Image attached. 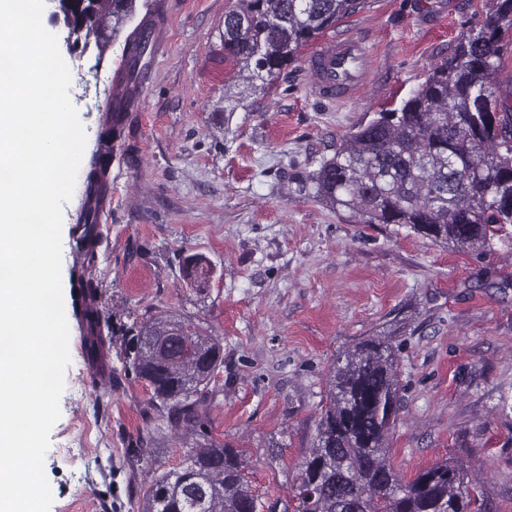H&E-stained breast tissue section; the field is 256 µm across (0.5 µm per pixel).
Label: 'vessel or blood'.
<instances>
[{"instance_id": "vessel-or-blood-1", "label": "vessel or blood", "mask_w": 512, "mask_h": 512, "mask_svg": "<svg viewBox=\"0 0 512 512\" xmlns=\"http://www.w3.org/2000/svg\"><path fill=\"white\" fill-rule=\"evenodd\" d=\"M307 69L319 96L345 101L364 86L370 70L369 55L361 41L342 35L331 51L311 57Z\"/></svg>"}]
</instances>
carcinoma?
Returning a JSON list of instances; mask_svg holds the SVG:
<instances>
[{"label":"carcinoma","instance_id":"carcinoma-1","mask_svg":"<svg viewBox=\"0 0 512 512\" xmlns=\"http://www.w3.org/2000/svg\"><path fill=\"white\" fill-rule=\"evenodd\" d=\"M136 0H86L89 16L74 24L76 39L105 45L136 13ZM366 0H238L224 17V55L249 72L250 90L263 94L313 38L361 9ZM512 26V0H496L484 25L462 32L450 56L433 65L399 107L344 135L333 156L309 173L315 197L346 210L361 224H398L442 245L512 247V94L497 93L502 24ZM150 36L137 26L126 38L124 82L135 85L151 56ZM134 98H113L100 134L121 138ZM79 226L92 261L99 211L90 206L108 189V161L91 157ZM212 261L185 256L181 276L207 288ZM87 357L105 340L98 310H81ZM397 346L391 336H368L340 351L328 370L327 403L316 420L308 456L292 490L298 512H473L476 498L464 469L444 460L404 480L386 458L400 396ZM224 364L221 338L192 318L167 311L144 319L128 368L150 388L152 401L174 428L196 427L201 441L179 472L159 475L140 512H253L257 497L239 451L209 439L198 406Z\"/></svg>","mask_w":512,"mask_h":512}]
</instances>
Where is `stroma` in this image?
<instances>
[{
    "label": "stroma",
    "mask_w": 512,
    "mask_h": 512,
    "mask_svg": "<svg viewBox=\"0 0 512 512\" xmlns=\"http://www.w3.org/2000/svg\"><path fill=\"white\" fill-rule=\"evenodd\" d=\"M167 52L153 56L125 145L109 168L110 204L93 274L106 337L100 363L70 322L71 361L44 470L66 512H138L161 473L181 469L194 438L166 429L146 384L127 369L136 325L158 311L191 316L224 345L218 390L202 407L210 437L240 448L260 512H297L291 491L312 448L336 354L366 336L400 343L399 418L385 442L409 480L444 459L462 463L482 512H512V249L477 253L394 224H361L303 181L340 139L398 107L460 32L480 27L492 0H368L305 46L249 107L224 55L237 0H165ZM44 25L71 71L70 97L98 148L123 40L69 46L58 0ZM365 41L372 76L349 101L318 97L306 62L339 35ZM63 206L62 292L72 310L81 252L76 226L88 164ZM215 269L186 287L184 256Z\"/></svg>",
    "instance_id": "1"
}]
</instances>
